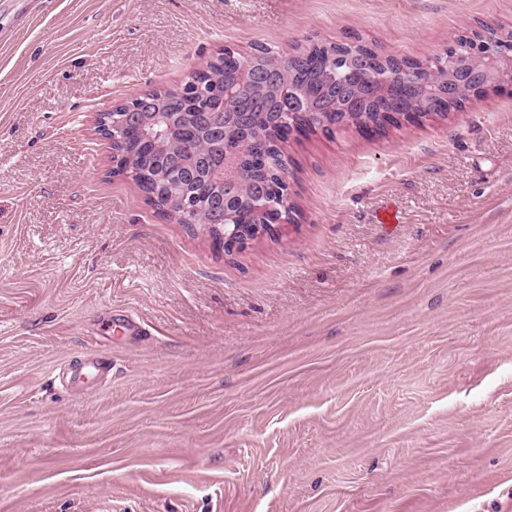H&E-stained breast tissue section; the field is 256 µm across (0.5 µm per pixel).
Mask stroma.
Returning a JSON list of instances; mask_svg holds the SVG:
<instances>
[{
    "mask_svg": "<svg viewBox=\"0 0 512 512\" xmlns=\"http://www.w3.org/2000/svg\"><path fill=\"white\" fill-rule=\"evenodd\" d=\"M485 25L512 0H0V512H512V86L292 135L297 223L229 253L95 124L227 46Z\"/></svg>",
    "mask_w": 512,
    "mask_h": 512,
    "instance_id": "stroma-1",
    "label": "stroma"
}]
</instances>
